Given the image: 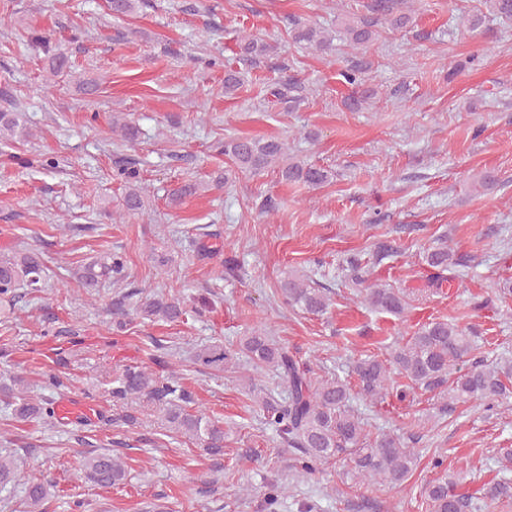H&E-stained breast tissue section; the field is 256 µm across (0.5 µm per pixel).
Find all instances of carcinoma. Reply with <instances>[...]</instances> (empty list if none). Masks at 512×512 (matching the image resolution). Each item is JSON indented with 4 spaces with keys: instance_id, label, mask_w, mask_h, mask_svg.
<instances>
[{
    "instance_id": "carcinoma-1",
    "label": "carcinoma",
    "mask_w": 512,
    "mask_h": 512,
    "mask_svg": "<svg viewBox=\"0 0 512 512\" xmlns=\"http://www.w3.org/2000/svg\"><path fill=\"white\" fill-rule=\"evenodd\" d=\"M139 0H107L108 10L115 16L133 13ZM485 11L468 19L472 28L482 26L489 17L512 20V0H483ZM368 15L344 23V30L352 50L367 47L379 36L377 26L386 24L393 30L403 29L411 23L410 0H366ZM289 36L296 44L325 52L331 48L333 36L328 29L296 20ZM43 50L51 55L52 71L60 74L69 63L67 52L41 40ZM276 50L273 44L251 36L240 42L241 54L258 61ZM278 101L294 109L301 103L298 86L286 83L272 91ZM20 114L0 112V139L16 134ZM121 131L122 137L133 141L138 131L125 118L112 117V131ZM224 156L242 173H257L267 168L278 169L282 181L320 186L329 181V170L288 155V146L278 139L235 137L224 141ZM127 178L128 189L122 208L135 213L145 208L140 189L135 185V171L121 170ZM426 265L435 270L430 283L440 287L447 278L443 273L464 265L446 242L428 250ZM44 260L35 249H22L7 260H0V302L16 304L20 298L21 283L33 291L38 290ZM104 277L118 281L126 277V257L112 252L86 265L80 275L86 289H95ZM278 291L284 304L312 315H323L329 308L323 289L306 283L305 275L290 273L280 281ZM365 301L376 310L402 316L409 306L407 295L395 288H366ZM112 324L121 328L132 316L153 321L179 322L187 314L184 301L177 295L170 297L147 295L138 288L120 291L107 305ZM489 342L470 327H462L446 320L425 322L414 331L403 345L391 349L385 359L375 355L362 356L351 363L348 375L354 377L358 394L371 404L384 402L391 391L399 399L406 390H424L443 400L442 412L448 413L458 403L481 400L492 410L508 399L512 390L505 380L512 379V361L500 358L487 362L483 349ZM150 359L159 367L167 364L168 346L163 340L151 339ZM247 355L258 367L277 371L288 383V399L280 401L254 382L248 383V392L263 412L265 424L272 428L280 443L292 450L293 461L301 471L313 473L318 466L349 458L347 475L362 485H398L408 480L417 458L414 449L400 438L390 434L370 437L367 422L349 409L350 383L341 377L318 381L307 363L290 353L265 334L252 331L239 339L235 351L214 341L201 346L194 362L206 369L223 371L233 366L236 352ZM472 358L466 372L458 368L460 362ZM407 382L406 388H395L392 373ZM45 384L60 390L68 387L69 374L61 370L44 373ZM104 382L112 406L125 409L118 420L133 426L138 417L130 412L133 406L144 402L157 414L161 426L169 433L187 437L212 457L224 455V423L191 411L195 405L194 392L169 376L150 372L143 367L128 365L114 373L106 371ZM24 380L12 377L9 384L0 383V401L11 409L19 422L52 419V402L34 398L22 388ZM498 477L483 484L480 496L474 497L457 489V482L446 477L428 481L420 491L425 512H509L512 509V448H499L496 452ZM83 477L86 483L98 488H112L125 484L127 469L121 455L107 449L84 457ZM10 483L22 485L24 512H47L51 497L50 485L24 475L13 455L0 454V486ZM288 488L278 481L266 483L262 498L264 512H279Z\"/></svg>"
}]
</instances>
